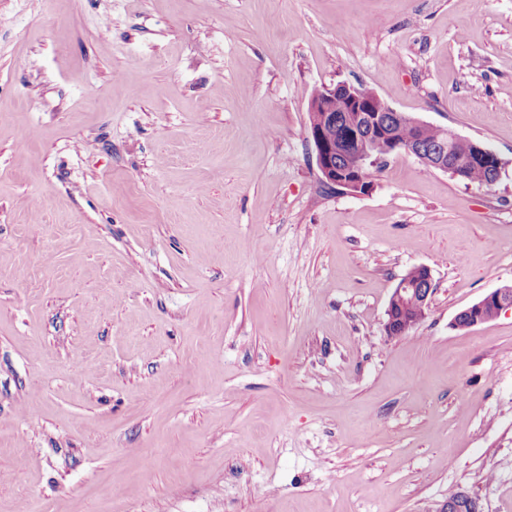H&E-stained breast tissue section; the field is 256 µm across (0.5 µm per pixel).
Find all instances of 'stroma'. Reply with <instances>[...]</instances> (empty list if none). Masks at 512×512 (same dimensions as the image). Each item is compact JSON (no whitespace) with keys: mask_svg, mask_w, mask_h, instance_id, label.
I'll return each instance as SVG.
<instances>
[{"mask_svg":"<svg viewBox=\"0 0 512 512\" xmlns=\"http://www.w3.org/2000/svg\"><path fill=\"white\" fill-rule=\"evenodd\" d=\"M340 81L500 180L324 184ZM503 286L512 0H0V512H512V309L451 326ZM470 141V140H469ZM472 145V149L475 155L478 156H485L489 158L495 159V168L491 174L492 170V163L490 162H477L476 165H473L469 172V183H477L481 185H492V180L490 178V175L493 177L494 181L496 182L499 177L501 176L502 171L505 169L506 163L505 161L498 156L494 151L489 149L488 147L477 143L470 141ZM434 290L431 271L426 266H414L402 275L393 288L386 309L384 329L387 336H404L423 322ZM415 312L418 318L414 316Z\"/></svg>","mask_w":512,"mask_h":512,"instance_id":"1","label":"stroma"}]
</instances>
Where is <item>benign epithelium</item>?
I'll return each instance as SVG.
<instances>
[{
    "label": "benign epithelium",
    "mask_w": 512,
    "mask_h": 512,
    "mask_svg": "<svg viewBox=\"0 0 512 512\" xmlns=\"http://www.w3.org/2000/svg\"><path fill=\"white\" fill-rule=\"evenodd\" d=\"M348 112L347 126L354 131L358 151L341 168L336 161V101ZM416 130L425 122L399 112L380 96L348 82L324 85L315 90L308 104V125L316 151V161L323 181L349 193H359L368 187L367 169L378 166L392 155L407 154L416 157L425 166L450 174L464 181L469 159L453 158L450 146L460 136L450 128H438L437 146L423 149L414 140L399 141L393 137L391 124ZM474 154L495 159L493 179L497 180L506 162L488 147L472 143ZM433 279L428 267L410 268L402 275L390 295L384 329L388 337L408 334L427 317L432 296ZM512 309V286L498 288L463 309L453 318L452 327L469 324L473 328L488 322L487 312L499 316ZM472 495L463 489L455 499L443 505L440 512H468L472 509Z\"/></svg>",
    "instance_id": "obj_1"
}]
</instances>
